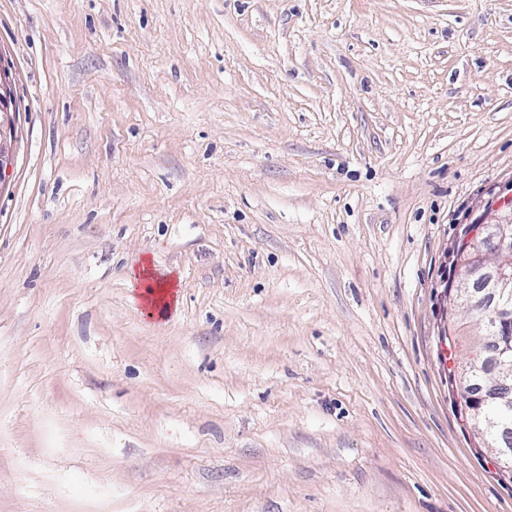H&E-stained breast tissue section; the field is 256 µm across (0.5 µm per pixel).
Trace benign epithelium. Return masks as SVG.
Masks as SVG:
<instances>
[{
	"mask_svg": "<svg viewBox=\"0 0 512 512\" xmlns=\"http://www.w3.org/2000/svg\"><path fill=\"white\" fill-rule=\"evenodd\" d=\"M12 95V76L0 68V180L14 162ZM464 240L470 257L460 263L456 300L481 314L486 299L495 301L491 311L493 337L483 349L494 369L495 383L478 398L475 427L486 447L512 470V447L498 442L501 434L512 429L508 417L484 410L488 405L501 410L512 408V216L495 224H471L464 232Z\"/></svg>",
	"mask_w": 512,
	"mask_h": 512,
	"instance_id": "obj_1",
	"label": "benign epithelium"
}]
</instances>
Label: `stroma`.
Instances as JSON below:
<instances>
[{
	"label": "stroma",
	"instance_id": "1",
	"mask_svg": "<svg viewBox=\"0 0 512 512\" xmlns=\"http://www.w3.org/2000/svg\"><path fill=\"white\" fill-rule=\"evenodd\" d=\"M0 67V512H512L445 296L512 0H0ZM12 95V76L10 72L0 67V180L14 162ZM150 273L147 268L144 266V269L141 270L140 275H137L135 278V284L137 286H141L145 288V293H142L144 300L147 303V306L151 308V311L148 313V316L153 315V311L155 309L161 308L162 310L168 308V303L166 301V297L168 295V285H160L158 283L152 284L150 279ZM477 366L478 370L475 371L474 375L463 371V376H461V373H452L451 370V388L454 389L455 386L456 397L459 399L460 405L465 408L467 421L472 428H474L472 424V398L478 394L479 385L482 383L479 361H477Z\"/></svg>",
	"mask_w": 512,
	"mask_h": 512
}]
</instances>
